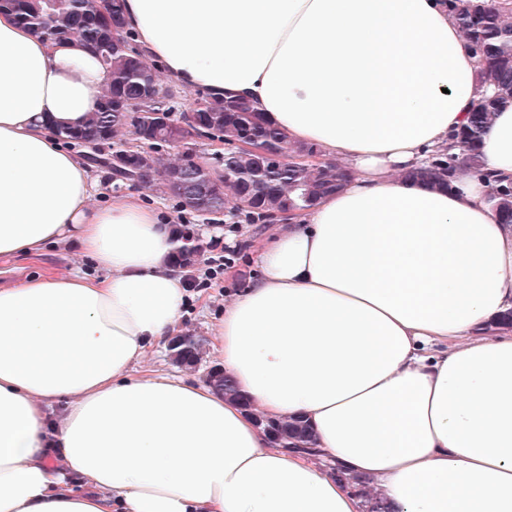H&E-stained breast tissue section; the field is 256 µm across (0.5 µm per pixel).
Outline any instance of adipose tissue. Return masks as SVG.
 <instances>
[{
  "mask_svg": "<svg viewBox=\"0 0 512 512\" xmlns=\"http://www.w3.org/2000/svg\"><path fill=\"white\" fill-rule=\"evenodd\" d=\"M175 84L249 98L343 188L254 244L261 268L214 320L248 405L146 369L189 296L171 220L57 132L110 80L76 40L0 10V259L78 247L85 270L0 285V512H512V105L481 170H407L485 95L446 0H123ZM302 418L311 451L260 419ZM366 480L357 494L346 475Z\"/></svg>",
  "mask_w": 512,
  "mask_h": 512,
  "instance_id": "ef3b65f1",
  "label": "adipose tissue"
}]
</instances>
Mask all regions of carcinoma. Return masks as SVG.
<instances>
[{
    "label": "carcinoma",
    "instance_id": "carcinoma-1",
    "mask_svg": "<svg viewBox=\"0 0 512 512\" xmlns=\"http://www.w3.org/2000/svg\"><path fill=\"white\" fill-rule=\"evenodd\" d=\"M448 8L478 58L482 82L495 86L497 94L481 99L468 124L456 134L460 153L438 155L425 167L408 172V177L423 180L435 189L446 187L447 177L457 167H480L482 136L495 112L512 102V7L505 0L486 5L449 0ZM0 9L11 11L49 40L78 38L99 54L112 80L102 90L99 106L86 123L78 129L63 130L60 136L74 147L99 146L100 154L92 158L97 165L107 163L112 153H126L123 169L116 173L119 180L171 194L183 209L204 223L221 215L229 199L241 195L252 201L246 217L269 220L288 208L308 207L341 186L342 167L336 163L315 170L272 163L269 155L278 151L287 137L247 100L206 93L193 100L188 112H177L170 90L124 33L122 5L115 6L107 16L99 11L98 0H0ZM188 118L195 121L201 135L216 131L229 146L248 137L268 156L231 149L225 152L224 168L233 186L211 182L204 169L179 150L181 124ZM164 147L178 150L175 162L166 164L158 157ZM495 182L505 223L512 224V182L503 178ZM202 186L207 194L201 201L187 198L188 192ZM208 249V243L200 239L196 248L176 251L174 263L191 279ZM203 349L204 341L192 334L177 337L169 346L174 362L190 368L201 360ZM210 379L225 395L238 397L235 385L223 371L212 372ZM262 426L277 445L310 438L307 427L297 418L264 420Z\"/></svg>",
    "mask_w": 512,
    "mask_h": 512
}]
</instances>
